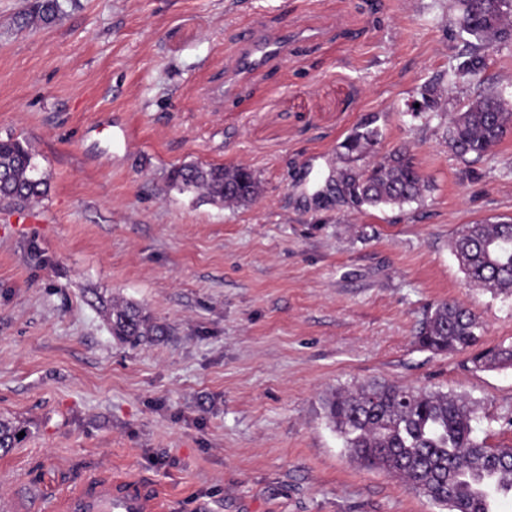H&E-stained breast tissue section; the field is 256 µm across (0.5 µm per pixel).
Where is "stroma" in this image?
<instances>
[{
  "label": "stroma",
  "mask_w": 512,
  "mask_h": 512,
  "mask_svg": "<svg viewBox=\"0 0 512 512\" xmlns=\"http://www.w3.org/2000/svg\"><path fill=\"white\" fill-rule=\"evenodd\" d=\"M0 0V138L28 144L46 196L0 201V512H58L85 476L123 475L158 512H439L351 461L326 398L369 381L462 394L475 434L512 447V369L435 354L418 323L444 301L512 344V296L472 287L451 242L512 218V134L484 156L446 142L457 112L501 93L512 41L455 71L454 0ZM294 38L234 70L242 30ZM438 109L417 114L425 84ZM370 158L406 146L418 201L356 211L316 193L367 118ZM246 166L245 206L168 185L186 163ZM166 336L111 335L98 296Z\"/></svg>",
  "instance_id": "stroma-1"
}]
</instances>
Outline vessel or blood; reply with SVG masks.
Here are the masks:
<instances>
[{
  "instance_id": "obj_1",
  "label": "vessel or blood",
  "mask_w": 512,
  "mask_h": 512,
  "mask_svg": "<svg viewBox=\"0 0 512 512\" xmlns=\"http://www.w3.org/2000/svg\"><path fill=\"white\" fill-rule=\"evenodd\" d=\"M288 43L287 34L263 36L248 32L240 40L236 69L242 74L261 72L279 57ZM151 492L135 481L99 476L85 480L61 501V512H156Z\"/></svg>"
}]
</instances>
